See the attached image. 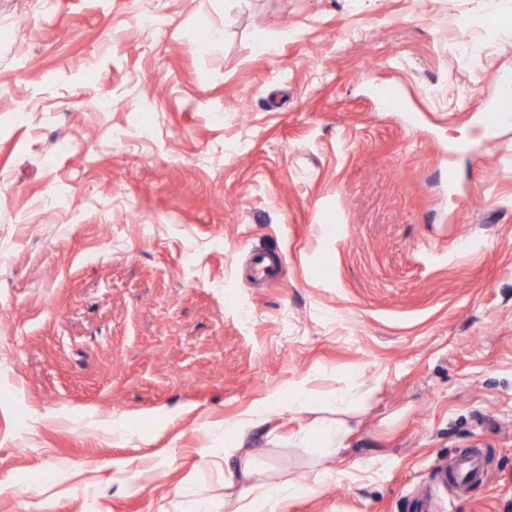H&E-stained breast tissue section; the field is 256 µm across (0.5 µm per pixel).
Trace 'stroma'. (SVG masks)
<instances>
[{
  "label": "stroma",
  "instance_id": "obj_1",
  "mask_svg": "<svg viewBox=\"0 0 512 512\" xmlns=\"http://www.w3.org/2000/svg\"><path fill=\"white\" fill-rule=\"evenodd\" d=\"M506 72L512 0H0V512H198L239 446L283 512H512ZM511 106L504 102L489 104L485 107L484 113L481 115V121L486 125L488 130L500 126L505 122H512ZM281 265L282 262L279 257L257 254L252 258L249 273L255 280H270L276 277ZM285 410L278 404L268 403L251 410L245 416L232 423H225V431H231L240 438L255 427L269 422L273 416L283 414ZM322 443L324 448H320L325 456H336L343 448L342 440L344 428L342 424L326 426L321 429Z\"/></svg>",
  "mask_w": 512,
  "mask_h": 512
}]
</instances>
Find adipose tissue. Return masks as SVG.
<instances>
[{"mask_svg": "<svg viewBox=\"0 0 512 512\" xmlns=\"http://www.w3.org/2000/svg\"><path fill=\"white\" fill-rule=\"evenodd\" d=\"M308 402V394L304 389H297L288 399L287 406L274 403L262 405L251 410L235 422L229 423L228 431L243 437L255 427L269 422L273 416L282 412H297ZM247 462L236 455L235 449L224 451V482L237 486L235 497L225 499V512H282L283 503L302 491L303 485L298 480L269 482L262 485L237 483L238 473L246 471Z\"/></svg>", "mask_w": 512, "mask_h": 512, "instance_id": "ef3b65f1", "label": "adipose tissue"}]
</instances>
